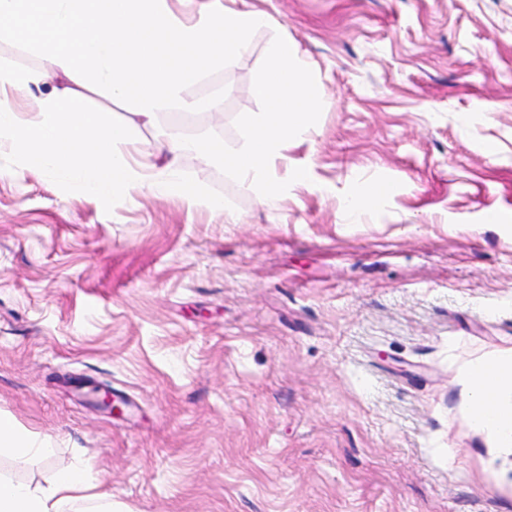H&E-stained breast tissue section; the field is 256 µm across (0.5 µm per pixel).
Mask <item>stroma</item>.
<instances>
[{
  "label": "stroma",
  "mask_w": 512,
  "mask_h": 512,
  "mask_svg": "<svg viewBox=\"0 0 512 512\" xmlns=\"http://www.w3.org/2000/svg\"><path fill=\"white\" fill-rule=\"evenodd\" d=\"M221 2L266 26L159 123L235 144L288 38L321 100L288 193L188 155L225 211L106 199L0 151V412L49 448L0 471L87 462L114 512H512L468 378L512 348V0ZM393 193V187L390 184H381L373 190L372 195L363 200L360 198H350L347 199L343 206V211L345 216L350 221V223H357L363 209L366 205L374 202L375 200L384 199L391 196Z\"/></svg>",
  "instance_id": "35a3bbf8"
}]
</instances>
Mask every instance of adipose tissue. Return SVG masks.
I'll return each instance as SVG.
<instances>
[{
  "mask_svg": "<svg viewBox=\"0 0 512 512\" xmlns=\"http://www.w3.org/2000/svg\"><path fill=\"white\" fill-rule=\"evenodd\" d=\"M265 23L263 14L229 11L220 0H212L196 22L173 13L167 0H0V39L38 58L35 67L24 70L0 64V143L21 155L27 168L68 174L100 197L137 191L157 197L181 194L223 210V202L183 181L181 161L193 153L221 162L247 184L259 204L277 201L288 186L272 175L270 166L307 130L320 105L294 42L276 37L267 43L271 67L251 87L264 109L247 119L236 145L157 127L153 149L163 163L149 174L129 159L130 124L90 111L77 91L90 86L132 103L149 125L175 108L195 111L199 103L186 95V88L246 53L250 34ZM60 70L75 88H50ZM17 95L35 97L36 120H23L13 110L8 99ZM470 378L474 425L512 433V406L500 401L502 390L512 389V363L478 364ZM40 451L35 436L0 414V457L23 464ZM88 471L85 464L61 465L44 484L0 472V512H77L80 504L88 512H112L109 494Z\"/></svg>",
  "mask_w": 512,
  "mask_h": 512,
  "instance_id": "ef3b65f1",
  "label": "adipose tissue"
}]
</instances>
